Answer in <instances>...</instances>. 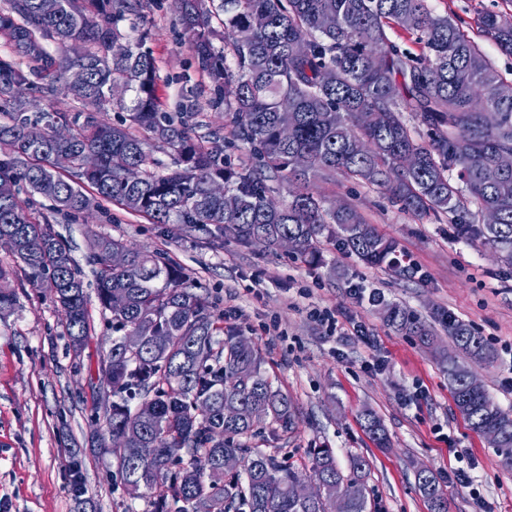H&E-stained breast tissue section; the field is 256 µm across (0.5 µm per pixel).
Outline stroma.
<instances>
[{"label":"stroma","instance_id":"35a3bbf8","mask_svg":"<svg viewBox=\"0 0 512 512\" xmlns=\"http://www.w3.org/2000/svg\"><path fill=\"white\" fill-rule=\"evenodd\" d=\"M122 29L148 31L146 42L159 69L157 97L163 111L190 106L195 134L229 138L231 126L211 105L213 91L182 36L181 13L173 0H141ZM434 14L450 16L478 42L497 70L512 79V55L479 34L484 13H512V0H428ZM328 202L345 200L386 237L396 239L405 269L367 265L340 246H322L317 266L286 251H270L186 224H153L113 208L55 226L78 263L93 239L107 234L129 245L161 253L180 266L215 307L218 327L245 336L256 346L262 368L294 404L298 423L288 433L258 424L245 442L276 457L311 483L310 448L334 450L341 469L352 457L369 463V512H428L415 487L426 466L448 496V512H512V471L503 469L488 440L470 429L455 409L437 353L417 337L397 332L384 318L397 303L431 320L445 310L483 336L491 361L473 364L483 389L512 414V263L492 249L459 237L455 225L400 211L382 190L337 179L317 183ZM362 287L378 302H358ZM12 311L0 319V512H151L147 499L130 496L117 470L104 424L107 384L100 364L112 342L111 314L85 277L88 344L81 356L68 345L63 317L49 289L33 285L16 269L10 283ZM326 309L337 320L328 335L311 316ZM277 333H269V325ZM372 408L382 418L391 449L377 447L359 413ZM80 460L82 491L70 472ZM473 461L474 480L449 479L461 461Z\"/></svg>","mask_w":512,"mask_h":512}]
</instances>
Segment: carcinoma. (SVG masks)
<instances>
[{
    "label": "carcinoma",
    "mask_w": 512,
    "mask_h": 512,
    "mask_svg": "<svg viewBox=\"0 0 512 512\" xmlns=\"http://www.w3.org/2000/svg\"><path fill=\"white\" fill-rule=\"evenodd\" d=\"M135 11L130 0H9L0 12V37L12 49L0 56V238L15 240L12 262L0 261V280L23 265L32 281L58 289L54 302L70 346L80 352L89 337L84 273L54 230L51 216H79L91 207L108 215L106 203L155 224L213 226L218 236L270 250L294 241L293 254L321 262L322 242L340 244L370 265L389 262L395 240L383 236L349 202L327 206L317 182L348 181L383 188L398 209L419 218L448 220L458 234L475 236L512 263V172L495 167L499 152L512 151V81L504 78L479 44L448 16L435 15L427 0H186L182 25L214 92V106L231 115L233 139L248 146L251 162L235 164L220 137L211 145L191 131L193 113L175 117L160 109L161 77L145 47L148 34L132 39L120 28ZM333 20L323 26V19ZM220 19L223 30L212 20ZM397 25L416 35L422 54L401 49L388 36ZM480 28L512 54V14L489 13ZM84 56L67 53L70 40ZM56 45V52L47 43ZM81 67L85 82L68 72ZM121 90L126 117L119 124L95 112ZM47 101L32 114L29 95ZM89 108L74 115L54 107L60 95ZM167 150L171 165L145 150ZM71 158L66 173L55 157ZM98 157L89 171L83 159ZM413 154V167L402 165ZM139 169L129 183L115 157ZM237 206L210 194L214 183ZM280 182L296 186L291 201H270ZM51 202V214L34 212L21 193ZM488 210L499 223L488 228ZM126 252L114 268L112 251ZM102 307L112 315V343L102 361L112 393L105 426L123 482L133 496L151 497L152 512H226L236 502L248 512H326L338 497L343 512H367L365 494L351 497L344 485L365 489L369 467L350 460L339 468L331 448L311 452L316 486L310 498L293 493L296 472L240 438L254 427L246 415L263 412L282 431L292 430L295 409L261 367L254 346L235 333L217 337L214 305L192 288L183 270L158 253L100 236L88 255ZM387 321L427 347L438 336L412 310L391 305ZM434 320L451 339L441 354L455 407L470 428L503 431L498 456L512 470V415L485 391L472 392L463 360H491L492 351L469 325L438 310ZM130 330L165 336L131 354L122 345ZM242 405L243 416L224 418V404ZM364 428L381 448L390 447L382 420L361 412ZM135 438L124 447L119 434ZM235 455L243 474L226 479L222 461ZM428 512H448V497L433 470L416 473Z\"/></svg>",
    "instance_id": "1"
}]
</instances>
